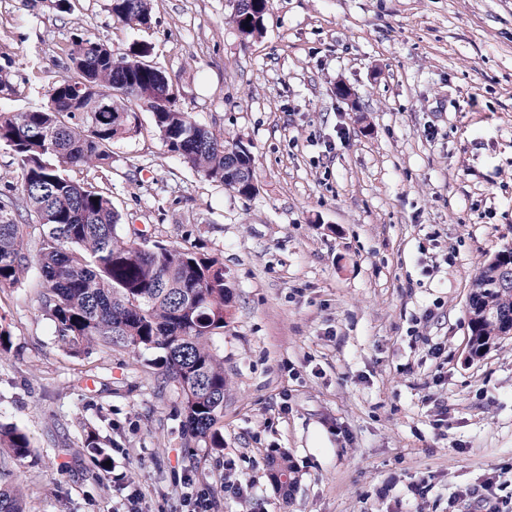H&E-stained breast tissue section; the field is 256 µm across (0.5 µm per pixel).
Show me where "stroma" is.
Returning <instances> with one entry per match:
<instances>
[{"label": "stroma", "instance_id": "1", "mask_svg": "<svg viewBox=\"0 0 512 512\" xmlns=\"http://www.w3.org/2000/svg\"><path fill=\"white\" fill-rule=\"evenodd\" d=\"M108 0L35 13L0 0V105L47 104L74 34L150 59L201 125L255 157L249 198L168 152L152 117L112 147L121 226L219 257L224 448L188 453L179 391L142 356H71L28 277L0 290V423L31 454L0 473L28 512H488L512 507V336L470 353L480 268L512 248V0ZM349 90L348 99L336 95ZM107 446L110 475L81 446ZM287 453L296 484L270 474ZM229 482L246 492H224ZM149 0H110V11L126 25L148 26L151 23ZM267 7L268 0H238L230 20L245 38L260 35L264 30ZM248 15L252 16L250 21H247ZM247 26H250V30H246Z\"/></svg>", "mask_w": 512, "mask_h": 512}]
</instances>
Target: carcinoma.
Masks as SVG:
<instances>
[{"instance_id": "1", "label": "carcinoma", "mask_w": 512, "mask_h": 512, "mask_svg": "<svg viewBox=\"0 0 512 512\" xmlns=\"http://www.w3.org/2000/svg\"><path fill=\"white\" fill-rule=\"evenodd\" d=\"M33 9L65 12L69 0H24ZM268 0H238L231 22L244 37L262 34ZM126 25L151 23L149 0H110ZM150 46L125 53L76 33L66 51L67 75L45 106L0 111V146L10 150L17 180L0 193V288H13L36 269L39 308L58 343L80 356L96 347L157 353L153 367L179 390L177 411L189 448L224 447L216 424L224 417V335L232 292L224 263L188 247L151 246L118 233L120 215L109 189L96 184L112 172V145L140 133L138 113L151 114L168 151L197 174L246 197L254 189V155L240 143L197 123L178 106V92L152 65ZM83 86L78 99L72 85ZM108 98L109 112L98 111ZM124 117L112 122L113 115ZM84 178L76 180L69 171ZM39 231L37 260L28 250ZM468 303L472 354L479 356L512 325V248L476 274ZM32 448L17 426L0 424V458L20 463ZM95 467L109 455L99 437L85 435ZM0 512H26L21 493L0 486Z\"/></svg>"}]
</instances>
